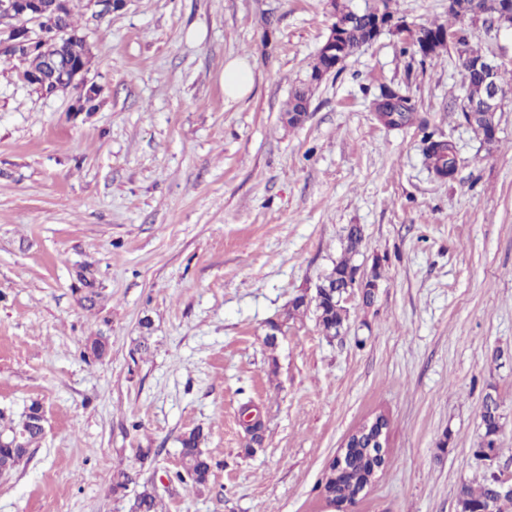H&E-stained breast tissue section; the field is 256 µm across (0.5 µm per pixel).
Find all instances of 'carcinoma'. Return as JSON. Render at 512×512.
<instances>
[{"instance_id":"1","label":"carcinoma","mask_w":512,"mask_h":512,"mask_svg":"<svg viewBox=\"0 0 512 512\" xmlns=\"http://www.w3.org/2000/svg\"><path fill=\"white\" fill-rule=\"evenodd\" d=\"M495 0H457V8L448 11V15L457 19L465 16H473L480 10L485 13L484 22L493 23V10ZM372 24V14L364 10L359 17L345 31V38L341 51L349 56L358 48L366 44L369 37V26ZM65 31L57 40L49 43L50 54L54 56L57 73L61 74L69 65H75L89 59L90 50L87 41L78 34L74 26L71 11H66L63 22ZM411 45L421 53L423 57H432L439 50L453 47L461 57L480 59L482 54L470 49L469 40L463 30L447 28L442 24L420 28V34L410 39ZM333 61L323 52H318L311 68L310 82H318L322 77L332 71ZM464 82L467 86V95L461 105V114L466 122H474L488 143L496 138L497 122L493 112H477L474 105L482 100L485 94L484 79L481 72L470 70L464 74ZM308 89L299 87L292 91L285 115L297 114L304 111V103L308 101ZM396 98L401 102L400 109L396 113L397 121L393 127L400 128L406 125L413 111L409 99L399 91L392 88H384L375 99L374 109L382 111L385 100ZM425 159L429 168L440 179L454 178L458 166L455 154L451 152L449 143L433 139V135H424ZM362 243V229L357 224L347 228L344 244V253L336 261L332 270L327 274L331 282L340 286H346L355 282L358 267L352 263V257L358 253ZM314 306V311L319 325L325 335L336 337L339 329L344 327L347 321V310L336 306V297L325 290L315 291L311 298L301 295L291 303L288 315L297 313ZM485 397L492 402V408L481 415L483 434L478 450H500L499 440L503 430V413L498 397L486 393ZM39 403H31L19 419L9 420V426L0 429V472H7L18 467L23 457L30 454L31 446L40 438L42 429L37 424L36 414L39 412ZM203 433L194 428L184 434L181 439L180 468L170 475V479L184 485L187 488H196L208 483L211 474V465L204 450L200 448ZM378 449L369 448L362 444L359 448H348L342 453L341 468L334 471H326L322 484L326 491L329 503L355 501L356 497L368 484V476L371 475L376 459L374 455ZM158 495L144 489L134 501L136 512H158L156 500ZM512 504V493L499 494L494 489L490 473L482 475V480L477 486L465 484L459 494V512H504L505 504Z\"/></svg>"}]
</instances>
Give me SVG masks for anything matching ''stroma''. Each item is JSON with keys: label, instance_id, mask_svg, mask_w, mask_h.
Segmentation results:
<instances>
[{"label": "stroma", "instance_id": "obj_1", "mask_svg": "<svg viewBox=\"0 0 512 512\" xmlns=\"http://www.w3.org/2000/svg\"><path fill=\"white\" fill-rule=\"evenodd\" d=\"M366 2L131 0L99 19L74 0L102 88L91 112L0 56V408L17 417L36 401L46 416L0 477V512H131L146 484L160 512H338L319 484L378 415L386 463L349 512H457L482 476L491 387L495 466L512 472V82L485 143L461 117L457 52L425 58L387 31L313 84L307 121L288 126L334 7ZM390 8L416 27L453 22L448 0ZM468 27L474 50L512 70V31ZM232 59L254 75L238 101L224 95ZM384 87L409 96L410 124L377 121ZM427 131L455 143L453 180L428 169ZM351 224L364 229L353 264L381 276L330 338L313 310H288ZM272 319L287 331L270 345ZM98 336L106 357L83 359ZM246 403L264 423L256 445ZM196 427L211 476L189 489L170 476ZM120 470L137 476L122 496ZM492 392H487L485 398H489L492 402V408L488 409L486 413L482 414L487 407L490 406V400H483L481 410V426L483 434L477 450H480L484 455L487 451L500 450L499 440L503 430V413L501 405L496 395Z\"/></svg>", "mask_w": 512, "mask_h": 512}]
</instances>
